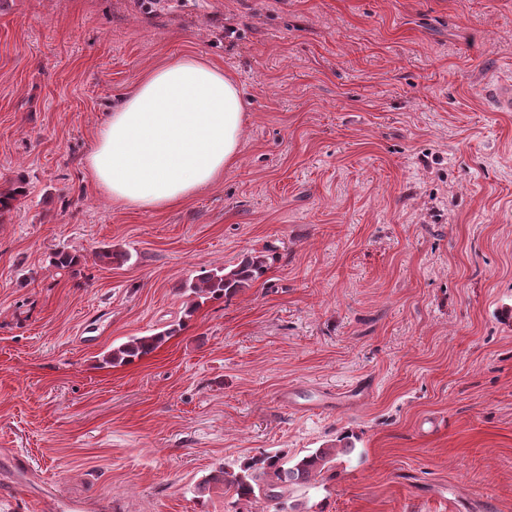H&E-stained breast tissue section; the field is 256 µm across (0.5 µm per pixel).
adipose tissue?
<instances>
[{
	"instance_id": "adipose-tissue-1",
	"label": "adipose tissue",
	"mask_w": 512,
	"mask_h": 512,
	"mask_svg": "<svg viewBox=\"0 0 512 512\" xmlns=\"http://www.w3.org/2000/svg\"><path fill=\"white\" fill-rule=\"evenodd\" d=\"M245 124L235 80L183 57L151 69L108 115L85 165L113 203L161 210L236 165Z\"/></svg>"
}]
</instances>
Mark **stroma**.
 Here are the masks:
<instances>
[{
	"label": "stroma",
	"mask_w": 512,
	"mask_h": 512,
	"mask_svg": "<svg viewBox=\"0 0 512 512\" xmlns=\"http://www.w3.org/2000/svg\"><path fill=\"white\" fill-rule=\"evenodd\" d=\"M183 56L237 81L239 162L115 204L97 131ZM508 87L512 0H0V191L26 187L0 214V465L95 512H224L219 466L346 435L307 512H512ZM250 252L266 274L186 315L182 284ZM155 333L150 336H134L127 342L112 347V353L106 357V363H112L113 366L132 363L134 359H141L154 350H156L168 338L174 336L175 333L183 327V324H178Z\"/></svg>",
	"instance_id": "1"
}]
</instances>
